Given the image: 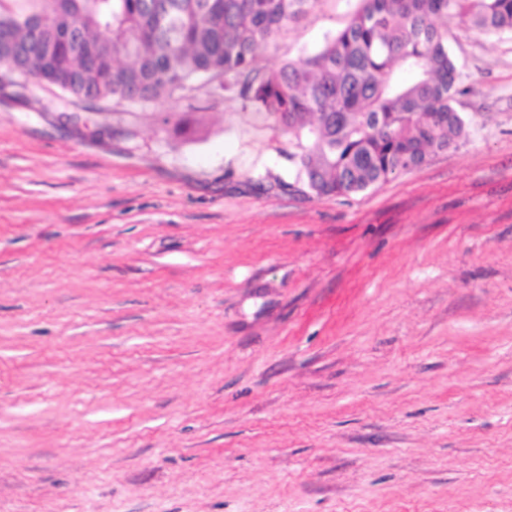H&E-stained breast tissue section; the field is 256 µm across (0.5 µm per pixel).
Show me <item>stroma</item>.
<instances>
[{"label":"stroma","instance_id":"obj_1","mask_svg":"<svg viewBox=\"0 0 512 512\" xmlns=\"http://www.w3.org/2000/svg\"><path fill=\"white\" fill-rule=\"evenodd\" d=\"M448 50L466 135L347 196L236 84L0 93V512H512V31Z\"/></svg>","mask_w":512,"mask_h":512}]
</instances>
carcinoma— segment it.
<instances>
[{
  "label": "carcinoma",
  "mask_w": 512,
  "mask_h": 512,
  "mask_svg": "<svg viewBox=\"0 0 512 512\" xmlns=\"http://www.w3.org/2000/svg\"><path fill=\"white\" fill-rule=\"evenodd\" d=\"M315 0H0L15 45L20 92L44 70L46 49L25 20L62 33L56 65L65 94L157 104L196 77H244L240 95L305 142L296 181L347 196L457 145L458 72L448 16L480 32L512 30V0H361L348 24L312 55L277 70L256 52Z\"/></svg>",
  "instance_id": "carcinoma-1"
}]
</instances>
